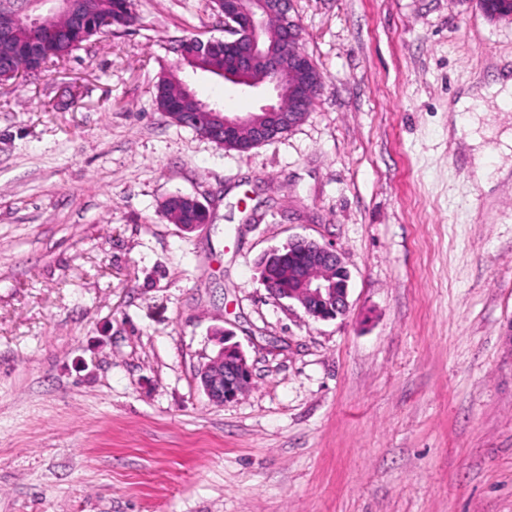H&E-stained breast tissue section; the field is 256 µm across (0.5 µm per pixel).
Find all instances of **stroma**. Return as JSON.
I'll use <instances>...</instances> for the list:
<instances>
[{
    "label": "stroma",
    "instance_id": "stroma-1",
    "mask_svg": "<svg viewBox=\"0 0 512 512\" xmlns=\"http://www.w3.org/2000/svg\"><path fill=\"white\" fill-rule=\"evenodd\" d=\"M323 78L306 120L229 150L164 117L162 67L212 0L0 84V512H512V175L448 132L512 65L477 0H292ZM197 197L209 222L161 214ZM340 251L349 310L308 318L258 264ZM230 330L248 392L197 372Z\"/></svg>",
    "mask_w": 512,
    "mask_h": 512
}]
</instances>
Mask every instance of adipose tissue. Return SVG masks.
I'll use <instances>...</instances> for the list:
<instances>
[{"instance_id":"adipose-tissue-1","label":"adipose tissue","mask_w":512,"mask_h":512,"mask_svg":"<svg viewBox=\"0 0 512 512\" xmlns=\"http://www.w3.org/2000/svg\"><path fill=\"white\" fill-rule=\"evenodd\" d=\"M511 98L512 78L505 76L490 84L474 87L461 96L455 106L456 111L466 113L467 120L456 124L454 137L467 148L472 157L475 180L486 189L512 173V133L501 134V144L496 151L497 166L495 170H488L486 152L482 146L484 130L479 118L488 112L491 105Z\"/></svg>"}]
</instances>
